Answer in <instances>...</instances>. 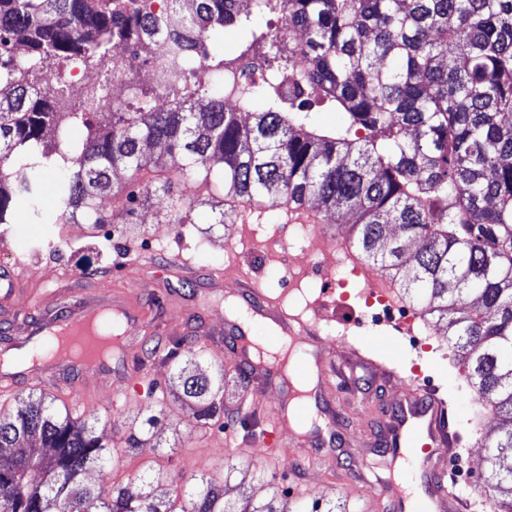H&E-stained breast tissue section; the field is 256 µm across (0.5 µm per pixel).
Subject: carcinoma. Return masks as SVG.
Here are the masks:
<instances>
[{
    "mask_svg": "<svg viewBox=\"0 0 512 512\" xmlns=\"http://www.w3.org/2000/svg\"><path fill=\"white\" fill-rule=\"evenodd\" d=\"M146 2L0 0V225L21 203L35 224H103L96 201L108 195L132 223L147 142L169 157L174 177L158 190L174 223L189 219L192 203L175 193L189 182L221 193L216 224L233 223L241 205L272 211L290 199L351 214L358 259L446 323L449 348L503 422L484 491L512 484V0H164L157 12ZM285 12L301 41L264 24ZM218 29L242 34L235 55L210 52ZM112 46L148 69L154 87L131 81L98 123L87 117L96 107L66 105V74L56 95L40 88L50 61L101 69ZM244 61L265 78L241 85L228 110L224 78ZM156 89L164 110L153 105ZM313 99L345 122L311 124ZM79 127L86 134L75 138ZM49 171L51 206L42 197ZM407 239L420 247L407 252ZM183 345L173 338L160 358L180 369L181 401L216 425L224 368L186 372ZM46 399L0 402V512H289L275 496L227 507L224 486L203 476L158 495L90 482V468L116 470L122 457ZM151 425L133 427L129 447L153 436Z\"/></svg>",
    "mask_w": 512,
    "mask_h": 512,
    "instance_id": "1",
    "label": "carcinoma"
}]
</instances>
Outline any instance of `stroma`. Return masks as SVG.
I'll use <instances>...</instances> for the list:
<instances>
[{
  "label": "stroma",
  "mask_w": 512,
  "mask_h": 512,
  "mask_svg": "<svg viewBox=\"0 0 512 512\" xmlns=\"http://www.w3.org/2000/svg\"><path fill=\"white\" fill-rule=\"evenodd\" d=\"M138 186L145 199L133 217L132 232L119 224H62L56 235H48L41 224L17 215L7 238L10 248L0 249V265L12 262L13 250L34 251L35 278L51 285L58 267H68L75 276L78 297L97 299L109 288L132 292L152 315L172 319L183 337L205 331L223 330L229 312L241 311L239 300L229 287H215L211 276H222L229 259L249 267L261 287L284 305L307 313L309 305L334 278L337 294L352 308V334L360 343L379 345L381 357L389 358L403 378L420 375L426 384L453 397L451 423L460 436V449L449 471L468 503L464 512H494L489 497L480 492L486 476V445L498 432V419L483 410L473 387L466 379L467 368L453 359L442 325L420 319V308L406 301L391 308L372 309L360 294L362 283L350 264L335 249L316 245L309 227L288 223L283 209L269 212L240 208L228 226L215 224L210 207L201 205V191L186 184L181 192L196 207L187 224L170 223L168 198L156 192L150 173ZM189 259L195 275L181 272L178 257ZM418 317V329L411 335L394 333L395 323ZM155 337L138 336L134 346L141 368L136 375L140 389L131 388L123 376L101 379L93 403L76 413L93 427L105 443L123 445L128 425L155 417V438L137 449L128 459L120 480L132 492H139L140 476L152 464L164 466L170 482L180 473L217 475L230 473L224 500L238 501L248 494L256 500L270 499L273 492H286L290 501L320 498L335 505L336 512H384L371 496H361L357 487L377 483L389 470L378 456L367 431L376 429L377 419L387 399L376 393V384L364 368L347 371L336 381L337 404L346 429L350 454L363 461L360 472L350 471L345 461L334 471L322 474L310 469L304 459L288 454L267 457L264 448L254 446L241 423L237 388L246 387L247 378L237 369L239 356L230 346L184 354L183 367L196 373L212 374L223 367L226 379L235 384L224 394L223 427H205L188 405L159 409L154 402L155 385L173 384L177 373L171 365L152 361L146 349Z\"/></svg>",
  "instance_id": "obj_1"
}]
</instances>
